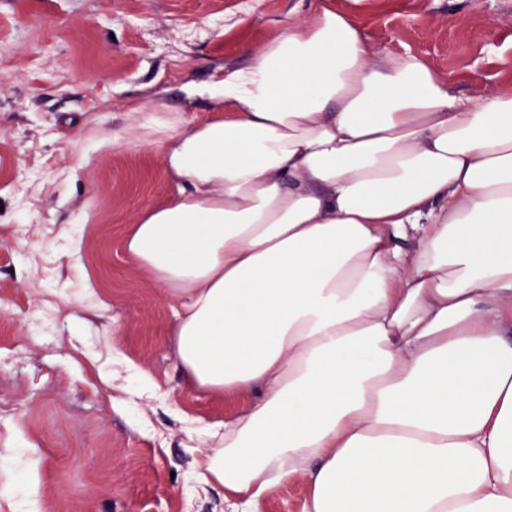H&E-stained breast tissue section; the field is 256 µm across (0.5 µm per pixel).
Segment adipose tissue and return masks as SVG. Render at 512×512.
Listing matches in <instances>:
<instances>
[{"instance_id":"adipose-tissue-1","label":"adipose tissue","mask_w":512,"mask_h":512,"mask_svg":"<svg viewBox=\"0 0 512 512\" xmlns=\"http://www.w3.org/2000/svg\"><path fill=\"white\" fill-rule=\"evenodd\" d=\"M210 100L124 238L186 385L250 397L199 479L244 512L298 477L305 512H512V89L459 97L318 0Z\"/></svg>"}]
</instances>
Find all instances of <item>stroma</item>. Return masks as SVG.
Listing matches in <instances>:
<instances>
[{"label":"stroma","mask_w":512,"mask_h":512,"mask_svg":"<svg viewBox=\"0 0 512 512\" xmlns=\"http://www.w3.org/2000/svg\"><path fill=\"white\" fill-rule=\"evenodd\" d=\"M317 2L0 0V512H236L193 480L192 437L250 397L185 387L172 303L122 250L175 191L135 109L212 120L206 87ZM335 2L372 54H416L459 96L512 87V0ZM116 352L156 397L102 374ZM118 363L123 366L127 373L128 379H130L139 390L140 394L154 393L158 389V386L153 376L146 370L137 366L131 360L118 359Z\"/></svg>","instance_id":"35a3bbf8"}]
</instances>
